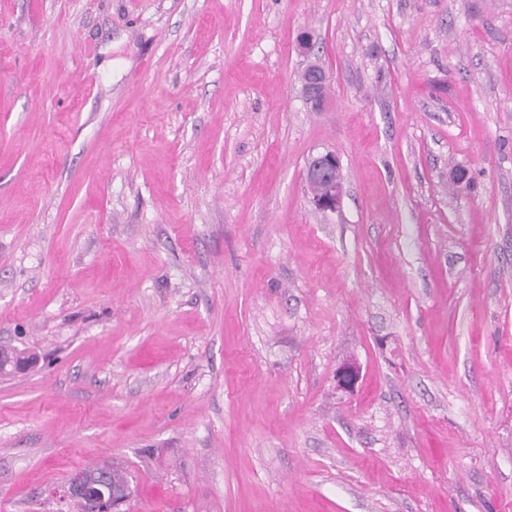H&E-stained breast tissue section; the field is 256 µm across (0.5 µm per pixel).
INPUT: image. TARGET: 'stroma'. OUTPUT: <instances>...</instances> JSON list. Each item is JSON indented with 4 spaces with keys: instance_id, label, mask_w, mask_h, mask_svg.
Returning a JSON list of instances; mask_svg holds the SVG:
<instances>
[{
    "instance_id": "35a3bbf8",
    "label": "stroma",
    "mask_w": 512,
    "mask_h": 512,
    "mask_svg": "<svg viewBox=\"0 0 512 512\" xmlns=\"http://www.w3.org/2000/svg\"><path fill=\"white\" fill-rule=\"evenodd\" d=\"M0 344V512H512V0H0ZM311 72H315L319 80L316 83H312L308 79L303 78L301 87L302 97L310 107L315 106V108L319 110L323 108L325 102V99L322 97L323 92L320 89V85L327 83L330 79V75L317 61L309 62L303 73L309 74ZM339 159L335 152H326L312 157L305 169L307 183H320L317 192L312 193V202L320 210L335 211L340 204L342 186L336 177L340 175ZM112 468V469H111ZM110 484L126 485L129 483L127 473L104 463L89 469L72 473L66 480L61 500L68 505V512H120L134 494L131 485L121 489Z\"/></svg>"
}]
</instances>
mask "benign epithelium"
<instances>
[{
  "label": "benign epithelium",
  "mask_w": 512,
  "mask_h": 512,
  "mask_svg": "<svg viewBox=\"0 0 512 512\" xmlns=\"http://www.w3.org/2000/svg\"><path fill=\"white\" fill-rule=\"evenodd\" d=\"M314 72L319 77L315 83L302 80V97L304 101L321 109L325 99L320 86L330 79L329 73L317 61L310 62L304 73ZM339 159L334 152H326L311 158L305 169V180L308 183H319V189L312 194L313 204L320 210L334 211L340 204L342 186L337 178ZM359 379L357 367L351 363H343L336 370L337 387L345 392L353 391ZM111 466L107 463L72 473L66 480L61 500L68 505V512H120L134 494L131 486L120 489L110 486L108 474Z\"/></svg>",
  "instance_id": "benign-epithelium-1"
}]
</instances>
